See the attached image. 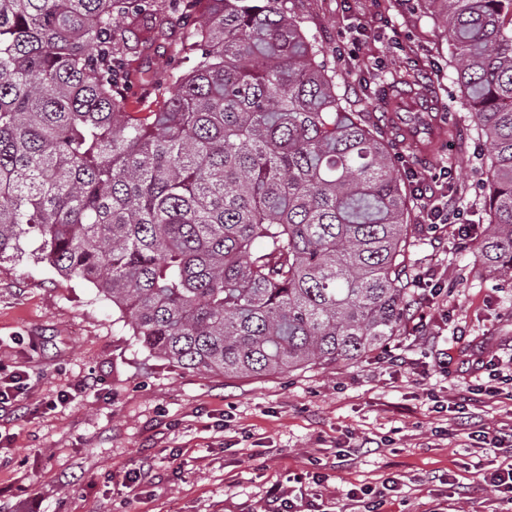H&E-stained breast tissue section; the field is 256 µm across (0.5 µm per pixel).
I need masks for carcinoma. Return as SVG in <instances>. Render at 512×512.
<instances>
[{"mask_svg":"<svg viewBox=\"0 0 512 512\" xmlns=\"http://www.w3.org/2000/svg\"><path fill=\"white\" fill-rule=\"evenodd\" d=\"M197 2L0 0V261L87 281L185 370L358 362L410 315L391 139L346 110L284 0ZM423 8L490 145L475 257L512 280V0ZM134 84L155 108L128 110Z\"/></svg>","mask_w":512,"mask_h":512,"instance_id":"carcinoma-1","label":"carcinoma"}]
</instances>
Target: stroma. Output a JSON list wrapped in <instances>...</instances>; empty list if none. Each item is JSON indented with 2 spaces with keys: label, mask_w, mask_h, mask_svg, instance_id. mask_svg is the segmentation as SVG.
Instances as JSON below:
<instances>
[{
  "label": "stroma",
  "mask_w": 512,
  "mask_h": 512,
  "mask_svg": "<svg viewBox=\"0 0 512 512\" xmlns=\"http://www.w3.org/2000/svg\"><path fill=\"white\" fill-rule=\"evenodd\" d=\"M336 69L350 108L381 118L396 79L453 113L434 161L399 146L416 196L407 256L415 304L361 362L224 377L151 356L113 325L90 283L32 260L0 262V370L22 375L0 415V512H267L279 484L310 512H358L347 491L400 475L379 512H512L475 478L512 457V400L486 394L512 359V280L475 266L483 215L479 140L448 41L418 0H285ZM450 223L430 226L433 205ZM69 401L56 405L60 394ZM502 439L482 449L480 432ZM151 477L135 495L128 473Z\"/></svg>",
  "instance_id": "stroma-1"
}]
</instances>
